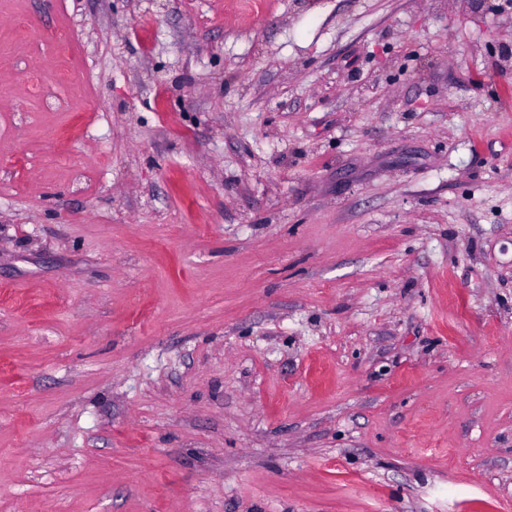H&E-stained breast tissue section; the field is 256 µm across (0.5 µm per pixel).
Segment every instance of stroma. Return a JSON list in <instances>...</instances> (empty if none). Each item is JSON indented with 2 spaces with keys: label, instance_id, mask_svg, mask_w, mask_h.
<instances>
[{
  "label": "stroma",
  "instance_id": "stroma-1",
  "mask_svg": "<svg viewBox=\"0 0 512 512\" xmlns=\"http://www.w3.org/2000/svg\"><path fill=\"white\" fill-rule=\"evenodd\" d=\"M507 47L512 0H0V512H512Z\"/></svg>",
  "mask_w": 512,
  "mask_h": 512
}]
</instances>
